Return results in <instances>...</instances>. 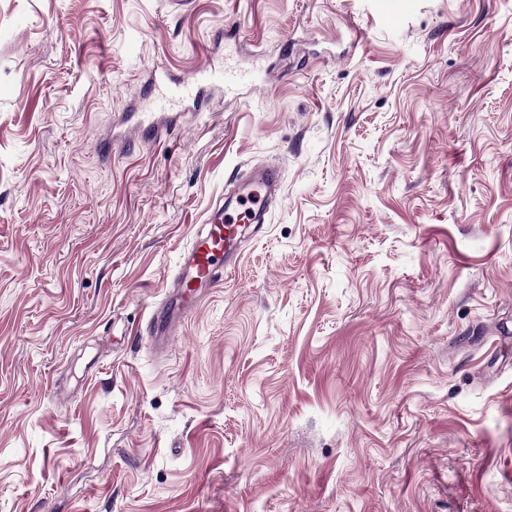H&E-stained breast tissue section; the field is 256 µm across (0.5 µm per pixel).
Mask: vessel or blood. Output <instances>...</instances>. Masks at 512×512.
Wrapping results in <instances>:
<instances>
[{
  "mask_svg": "<svg viewBox=\"0 0 512 512\" xmlns=\"http://www.w3.org/2000/svg\"><path fill=\"white\" fill-rule=\"evenodd\" d=\"M253 79L252 71L229 61L220 69H202L196 81H173L166 71H152L143 92L149 101L148 111L121 116V133L105 142L103 150L109 153L140 141L164 142L180 125L176 107L181 100L191 99L203 113L209 109V88L220 87L225 94L235 96ZM279 178L277 167H264L236 185L225 202L214 205L181 255L173 288L149 312L143 330L149 346L171 345L184 323L198 311L204 296L223 287L225 275L238 264L247 227L263 222L275 202Z\"/></svg>",
  "mask_w": 512,
  "mask_h": 512,
  "instance_id": "vessel-or-blood-1",
  "label": "vessel or blood"
}]
</instances>
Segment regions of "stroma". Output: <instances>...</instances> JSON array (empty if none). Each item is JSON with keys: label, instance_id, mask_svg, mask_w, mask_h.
<instances>
[{"label": "stroma", "instance_id": "stroma-1", "mask_svg": "<svg viewBox=\"0 0 512 512\" xmlns=\"http://www.w3.org/2000/svg\"><path fill=\"white\" fill-rule=\"evenodd\" d=\"M228 56L262 82L103 155L153 69ZM510 326L512 0H0V512H512ZM279 178L277 167L266 166L234 186L225 204L220 200L214 205L181 255L174 287L149 312L143 330L149 346L171 345L204 296L224 286V275L238 264L246 228L254 224L259 231L276 201Z\"/></svg>", "mask_w": 512, "mask_h": 512}]
</instances>
